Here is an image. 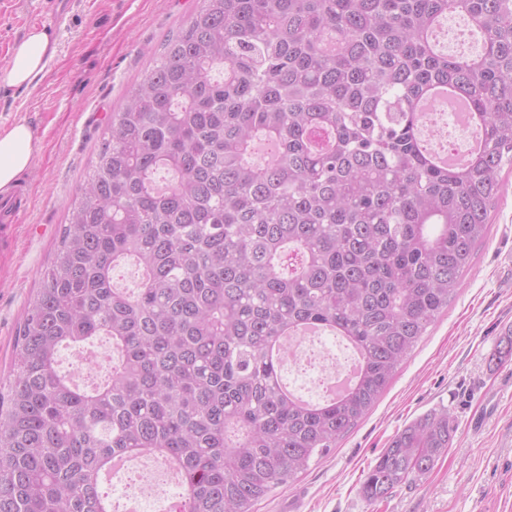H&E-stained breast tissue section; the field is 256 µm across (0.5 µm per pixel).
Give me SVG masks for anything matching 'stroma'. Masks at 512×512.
Wrapping results in <instances>:
<instances>
[{
  "instance_id": "stroma-1",
  "label": "stroma",
  "mask_w": 512,
  "mask_h": 512,
  "mask_svg": "<svg viewBox=\"0 0 512 512\" xmlns=\"http://www.w3.org/2000/svg\"><path fill=\"white\" fill-rule=\"evenodd\" d=\"M203 0H0V67L38 20L56 45L36 87L0 94V125L41 144L21 177L27 207L0 223V376L28 300L51 261L67 208L96 160L108 117ZM490 229L445 309L357 426L254 512H512V363L491 361L512 329V170H502ZM445 408L454 438L424 477L368 504L360 486L390 440Z\"/></svg>"
}]
</instances>
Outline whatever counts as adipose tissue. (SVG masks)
Instances as JSON below:
<instances>
[{
    "mask_svg": "<svg viewBox=\"0 0 512 512\" xmlns=\"http://www.w3.org/2000/svg\"><path fill=\"white\" fill-rule=\"evenodd\" d=\"M55 45L42 29H31L12 49L0 69V90L34 87L45 75L55 55ZM39 142L31 128L18 123L0 127V194H6L31 166Z\"/></svg>",
    "mask_w": 512,
    "mask_h": 512,
    "instance_id": "1",
    "label": "adipose tissue"
}]
</instances>
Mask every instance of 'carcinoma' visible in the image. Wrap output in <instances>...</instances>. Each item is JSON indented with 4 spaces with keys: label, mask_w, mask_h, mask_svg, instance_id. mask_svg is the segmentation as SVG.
I'll return each instance as SVG.
<instances>
[{
    "label": "carcinoma",
    "mask_w": 512,
    "mask_h": 512,
    "mask_svg": "<svg viewBox=\"0 0 512 512\" xmlns=\"http://www.w3.org/2000/svg\"><path fill=\"white\" fill-rule=\"evenodd\" d=\"M113 112L0 390V512H112L104 465L148 454L178 512H253L357 426L461 286L512 166V0H204ZM450 14L476 52L438 47ZM482 148L439 164L431 92ZM171 183L159 188L155 174ZM129 261L139 287L113 286ZM359 347L353 385L291 399L271 351L300 327ZM117 353L80 386L62 348ZM512 362V330L492 354ZM430 411L369 468L374 504L433 467Z\"/></svg>",
    "instance_id": "obj_1"
}]
</instances>
